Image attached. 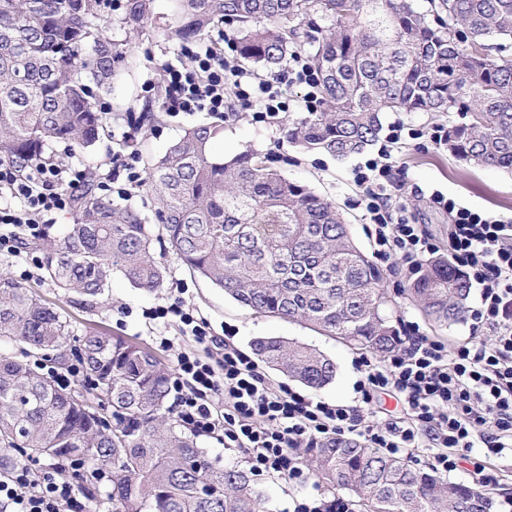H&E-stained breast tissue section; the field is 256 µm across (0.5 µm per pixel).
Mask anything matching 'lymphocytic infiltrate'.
Masks as SVG:
<instances>
[{
  "instance_id": "f902f5d3",
  "label": "lymphocytic infiltrate",
  "mask_w": 512,
  "mask_h": 512,
  "mask_svg": "<svg viewBox=\"0 0 512 512\" xmlns=\"http://www.w3.org/2000/svg\"><path fill=\"white\" fill-rule=\"evenodd\" d=\"M236 50L231 42L184 46L189 66H163L165 112L224 121L240 103L252 108L256 121L275 126L290 110L286 90L294 85L302 90L301 110H319V77L303 53L291 54L276 78L261 80L234 64ZM137 130L132 122L121 133L129 149L100 181L106 195L123 199L144 183L139 153L131 147ZM408 137L443 147L448 127L394 121L377 155L356 168L355 180L365 188L376 259L415 272L442 247L394 193L392 147ZM87 176L77 165L41 162L22 169L1 159L0 253L14 254L20 237L44 238L47 225L72 212L74 194ZM429 200L452 215L451 258L479 291L470 314L471 337L449 343L424 334L417 324H404L393 354L379 361L365 355L356 359L358 397L355 404L343 405L269 386L254 360L214 336L209 322L182 301L151 307L146 319L177 326L211 352L206 361L177 357L172 387L182 425L198 436L220 435L225 447L245 454L251 470L291 480L302 475L295 449L334 436L361 438L388 455L426 448L435 470L453 472L467 460L477 476L485 462L472 457V449L481 446L493 455L511 449L512 217L475 212L437 190ZM382 395L397 400L400 416L376 427L365 424L364 406ZM0 512H86V506L57 466L35 472L22 464L0 476Z\"/></svg>"
}]
</instances>
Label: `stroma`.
<instances>
[{
  "mask_svg": "<svg viewBox=\"0 0 512 512\" xmlns=\"http://www.w3.org/2000/svg\"><path fill=\"white\" fill-rule=\"evenodd\" d=\"M122 11V6H113L105 22L112 48L121 53L123 59L112 77L110 92L104 96L111 111L103 120V140L94 147L73 152L65 150L63 145H54L58 162L74 163L96 172L111 169L113 155L123 151L114 137L115 131L127 127L130 117L148 110L160 112L158 99L143 97V84L149 80L160 82L161 64L184 61L181 43L170 36L175 25L174 0H153L148 29L140 36L123 28ZM210 122V117L203 114L191 118L162 114L159 122L143 124L135 141L142 166H149L151 161L160 158L185 129ZM249 150L269 156L271 165L289 179L332 201L360 246L365 251H373V240L360 204L364 189L356 183L353 174L355 159L339 160L326 154L301 153L288 144L282 126L268 127L255 122L251 110L243 107L223 122L221 134L212 142V153L230 158ZM393 154L398 197L440 243L448 241L451 218L448 212L429 207L425 197L432 191H441L480 213L512 217V172L465 163L420 139H408L395 145ZM162 260L169 268L167 286L145 293L131 288L123 278L116 276L108 296L90 308L81 305L77 295L64 294L43 281L41 270H34L25 283L69 316L75 334H82L89 327L102 329L146 346L170 366L181 353L201 359L208 356L203 345L181 335L177 327L156 325L144 317L145 309L172 302L177 297L186 307L206 318L216 336L243 353H250L252 340L260 336L296 339L335 359L338 367L335 380L315 390L291 383L288 377L270 371L266 374L268 382L274 386H292L294 391L314 399L354 403L355 384L359 379L353 366L356 350L301 325L253 315L227 297L221 288L190 275L174 255H163ZM179 280L188 285L180 296L172 287L173 282ZM388 293L391 298L388 313L394 326L415 322L425 334L449 342L469 336V322L437 325L410 300L405 289L392 287ZM256 482L266 498L268 512H293L296 500L322 492L311 478L299 483L276 473H265L257 476Z\"/></svg>",
  "mask_w": 512,
  "mask_h": 512,
  "instance_id": "1",
  "label": "stroma"
}]
</instances>
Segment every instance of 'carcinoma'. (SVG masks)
Instances as JSON below:
<instances>
[{
    "instance_id": "obj_1",
    "label": "carcinoma",
    "mask_w": 512,
    "mask_h": 512,
    "mask_svg": "<svg viewBox=\"0 0 512 512\" xmlns=\"http://www.w3.org/2000/svg\"><path fill=\"white\" fill-rule=\"evenodd\" d=\"M174 36L235 26L238 54L274 69L302 52L320 80L321 109L289 120L288 142L347 158L379 138L386 112L454 113L448 151L512 170V0H175ZM152 0H125L121 24L146 30ZM105 0H0V159L25 168L59 142L100 140L96 93L121 56L102 34ZM211 125L186 129L149 167L156 223L112 203L95 177L76 194L61 238L32 244L42 278L94 304L123 277L154 292L176 256L245 309L304 325L376 357L397 346L385 271L354 241L343 215L261 154L217 158ZM409 293L441 325L464 320L470 288L448 259L429 261ZM67 315L0 276V341L28 360L0 356V474L48 460L105 470L111 512H265L250 471L216 466L167 406L169 368L148 348L98 330L73 347ZM254 355L310 388L336 362L304 343L257 337ZM80 367L79 386L54 374ZM327 494L347 492L357 512H492L481 488L452 482L348 438L307 450Z\"/></svg>"
}]
</instances>
